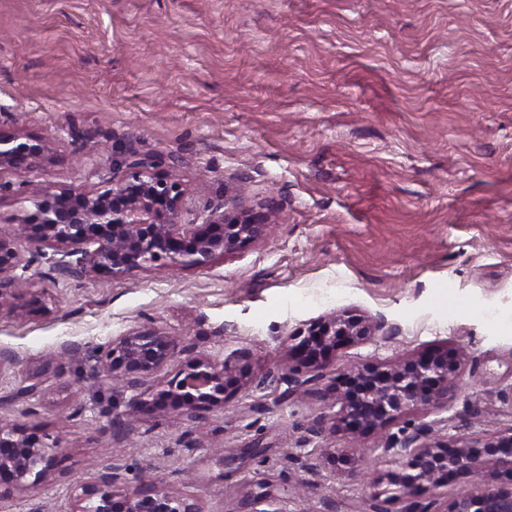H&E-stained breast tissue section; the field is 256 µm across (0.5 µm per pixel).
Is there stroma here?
<instances>
[{"label": "stroma", "instance_id": "stroma-1", "mask_svg": "<svg viewBox=\"0 0 512 512\" xmlns=\"http://www.w3.org/2000/svg\"><path fill=\"white\" fill-rule=\"evenodd\" d=\"M91 130L83 158L66 131ZM0 131L50 153L0 173V233L35 192L96 189L113 158L169 159L194 212L231 187L276 202L271 231L200 269L65 279L18 268L0 317V421L62 438L52 483L12 492L53 512L99 464L127 489L157 478L200 512H373L382 443L335 431L339 378L440 347L466 352L446 408L387 435L452 439L512 428V0H0ZM380 323L320 378L290 381L285 340L326 313ZM249 384L181 422L125 417L91 377L98 351L144 322ZM45 391L29 414L17 389ZM354 463L335 472L333 449Z\"/></svg>", "mask_w": 512, "mask_h": 512}]
</instances>
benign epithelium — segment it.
<instances>
[{"label": "benign epithelium", "mask_w": 512, "mask_h": 512, "mask_svg": "<svg viewBox=\"0 0 512 512\" xmlns=\"http://www.w3.org/2000/svg\"><path fill=\"white\" fill-rule=\"evenodd\" d=\"M49 147L18 141L0 132V173L47 155ZM177 162L169 171H155L148 158L125 156L111 162V185L104 190H43L36 210L19 224V236L0 234V313L21 316L40 305L34 294L16 302L19 285L14 271L43 259L62 277L97 273L121 277L146 265L206 268L225 253L260 239L272 215H255L239 206L233 195L209 210L202 222L184 220L185 190L176 177ZM54 250L25 258L18 238ZM380 325L349 311L333 312L288 336V376L302 371L313 378L351 346L373 341ZM187 354L175 376L154 392L146 380ZM459 363L448 351L418 353L399 364L366 363L344 374L335 427L354 437L376 432L414 407H442L448 403V384L457 379ZM103 373L122 392H132L127 415L163 412L193 421L203 411L220 407L249 382L242 357L219 362L190 354L175 337L146 322L112 340L100 350L95 374ZM397 469L373 480L386 484L387 497L375 512H393L387 504L404 502L401 512H431L423 494L448 485L460 473L478 479V487L453 498L443 512H512V489L491 484L494 473L512 474V427L487 438L448 440L423 429L384 444ZM61 449L60 439L37 429L27 431L0 421V488L22 491L50 484ZM126 477L113 465L101 466L95 480L79 485L63 512H200L196 504L174 496L150 481L125 492Z\"/></svg>", "instance_id": "obj_1"}]
</instances>
